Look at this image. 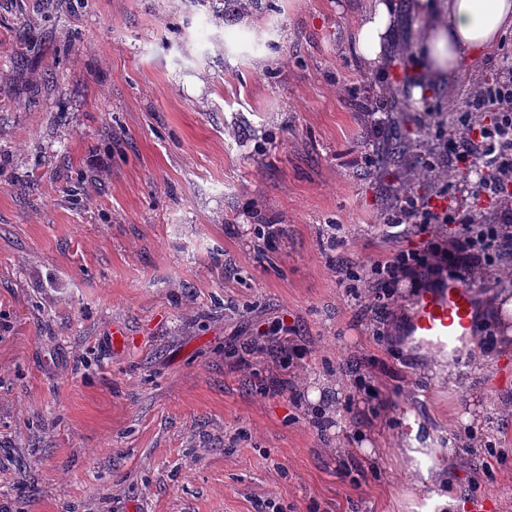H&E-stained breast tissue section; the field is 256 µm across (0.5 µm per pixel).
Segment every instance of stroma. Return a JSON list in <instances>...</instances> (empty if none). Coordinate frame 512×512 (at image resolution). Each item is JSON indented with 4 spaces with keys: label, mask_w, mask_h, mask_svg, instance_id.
Masks as SVG:
<instances>
[{
    "label": "stroma",
    "mask_w": 512,
    "mask_h": 512,
    "mask_svg": "<svg viewBox=\"0 0 512 512\" xmlns=\"http://www.w3.org/2000/svg\"><path fill=\"white\" fill-rule=\"evenodd\" d=\"M360 9L0 0V508L512 512L503 268L468 277L480 320L445 365L403 334L410 288L380 315L333 264L421 246L383 220L435 196L421 160L512 31L415 100L403 67L355 58Z\"/></svg>",
    "instance_id": "obj_1"
}]
</instances>
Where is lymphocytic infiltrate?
Wrapping results in <instances>:
<instances>
[{"instance_id":"f902f5d3","label":"lymphocytic infiltrate","mask_w":512,"mask_h":512,"mask_svg":"<svg viewBox=\"0 0 512 512\" xmlns=\"http://www.w3.org/2000/svg\"><path fill=\"white\" fill-rule=\"evenodd\" d=\"M492 113L490 122L481 113ZM458 135L439 142L435 159L426 168L435 173L441 194L486 196L494 201V218H476L463 202L436 208L431 201L403 192L386 219L385 233L400 238L414 232L426 236L418 249L399 250L370 263L372 286L377 298H390L402 282L419 286L424 276L458 278L461 268L483 269L499 265L505 246L512 244V65L500 66L492 82L476 86L456 108ZM464 169L470 180L454 185L448 169ZM454 227L451 248H444L427 232L431 225Z\"/></svg>"}]
</instances>
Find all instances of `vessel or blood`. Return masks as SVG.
<instances>
[{
	"mask_svg": "<svg viewBox=\"0 0 512 512\" xmlns=\"http://www.w3.org/2000/svg\"><path fill=\"white\" fill-rule=\"evenodd\" d=\"M476 321L474 294L454 279L420 293L406 331L415 344L447 363L454 360L458 341L470 333Z\"/></svg>",
	"mask_w": 512,
	"mask_h": 512,
	"instance_id": "vessel-or-blood-1",
	"label": "vessel or blood"
}]
</instances>
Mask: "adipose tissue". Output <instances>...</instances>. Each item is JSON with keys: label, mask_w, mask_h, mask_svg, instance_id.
Returning <instances> with one entry per match:
<instances>
[{"label": "adipose tissue", "mask_w": 512, "mask_h": 512, "mask_svg": "<svg viewBox=\"0 0 512 512\" xmlns=\"http://www.w3.org/2000/svg\"><path fill=\"white\" fill-rule=\"evenodd\" d=\"M422 24L408 89L420 98L425 87L453 81L512 29V0H412ZM394 0H368L352 32V48L366 67L381 66L395 44Z\"/></svg>", "instance_id": "1"}]
</instances>
